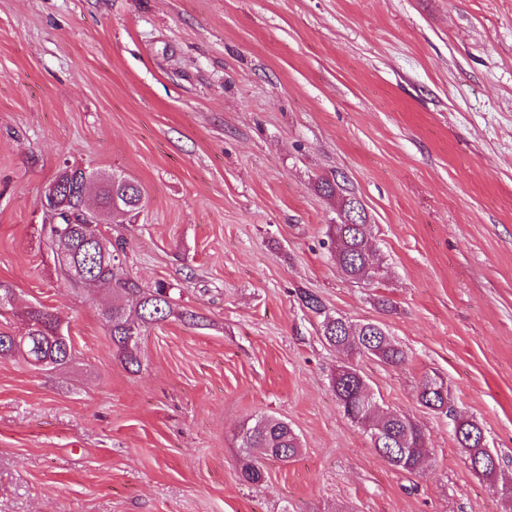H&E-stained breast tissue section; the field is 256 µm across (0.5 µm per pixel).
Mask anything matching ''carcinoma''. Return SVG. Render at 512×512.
Returning a JSON list of instances; mask_svg holds the SVG:
<instances>
[{
  "label": "carcinoma",
  "instance_id": "carcinoma-1",
  "mask_svg": "<svg viewBox=\"0 0 512 512\" xmlns=\"http://www.w3.org/2000/svg\"><path fill=\"white\" fill-rule=\"evenodd\" d=\"M80 168L64 169L58 179L70 184L66 205L60 210H47V222L41 225L45 243L52 251L60 279L68 286L92 288L107 285L112 290V305L103 310L112 347L126 364H138L139 340L145 328L166 321L175 314L172 287L158 282L152 288H143L124 269L123 250L112 244L100 230L103 221L112 212L128 217L137 216L143 206V192L138 184L124 177H112L98 190L96 201L82 191L77 176ZM319 193L337 204L339 223L328 225L331 256L336 266L352 280H374L381 272L370 246V225L360 200L346 193L335 180L324 179L317 185ZM98 212L92 224H79L70 215L87 209ZM83 271H78V268ZM136 300L134 310L126 308L125 300ZM27 331L14 336L0 331V358H20L34 367L56 368L67 365L73 356L70 337L59 332L54 316L41 307L27 311ZM322 335L332 346L368 354L388 365H400L405 353L388 336L366 322L352 325L342 317L326 318ZM332 389L345 416L361 425L369 435L380 439L373 448L392 467L414 472L429 458L426 436L412 420L395 413L364 408L368 386L353 367H343L332 380ZM421 405L449 414L451 393L448 384L437 378L422 382L418 391ZM482 429L472 421L455 422L454 435L460 448L470 459L474 472L485 477L495 475L500 462L495 452L480 444ZM239 447L245 449L247 462L242 477L257 484L264 479V470L254 459L255 453L288 462L298 456L300 439L288 422L271 416H262L254 426L244 428L239 435Z\"/></svg>",
  "mask_w": 512,
  "mask_h": 512
}]
</instances>
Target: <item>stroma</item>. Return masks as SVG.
Returning a JSON list of instances; mask_svg holds the SVG:
<instances>
[{
    "instance_id": "1",
    "label": "stroma",
    "mask_w": 512,
    "mask_h": 512,
    "mask_svg": "<svg viewBox=\"0 0 512 512\" xmlns=\"http://www.w3.org/2000/svg\"><path fill=\"white\" fill-rule=\"evenodd\" d=\"M67 165L142 188L102 231L199 317L146 328L137 368L111 293L63 285L43 241ZM328 178L363 203L380 279L333 262ZM1 288V328L43 307L74 353L0 359V512H512V0H0ZM327 316L381 324L405 362L330 346ZM344 365L423 430L421 469L343 415ZM429 376L453 416L419 404ZM264 415L302 450L250 484L238 435ZM482 429L472 421H455V440L470 459L471 468L474 472L485 477L495 475L499 469L500 462L497 454L487 446L480 444ZM473 435V436H472Z\"/></svg>"
}]
</instances>
